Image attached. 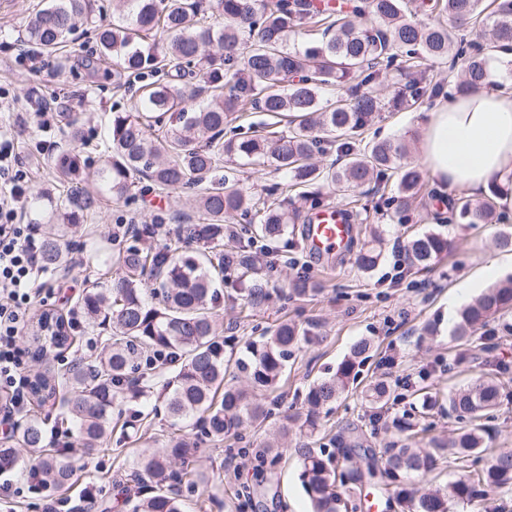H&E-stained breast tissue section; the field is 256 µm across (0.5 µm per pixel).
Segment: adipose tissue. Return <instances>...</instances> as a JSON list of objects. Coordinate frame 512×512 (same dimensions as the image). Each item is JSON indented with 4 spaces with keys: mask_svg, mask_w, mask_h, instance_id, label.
<instances>
[{
    "mask_svg": "<svg viewBox=\"0 0 512 512\" xmlns=\"http://www.w3.org/2000/svg\"><path fill=\"white\" fill-rule=\"evenodd\" d=\"M418 158L433 178L474 196L512 177V89L453 95L429 112Z\"/></svg>",
    "mask_w": 512,
    "mask_h": 512,
    "instance_id": "1",
    "label": "adipose tissue"
}]
</instances>
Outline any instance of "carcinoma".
I'll use <instances>...</instances> for the list:
<instances>
[{"label":"carcinoma","mask_w":512,"mask_h":512,"mask_svg":"<svg viewBox=\"0 0 512 512\" xmlns=\"http://www.w3.org/2000/svg\"><path fill=\"white\" fill-rule=\"evenodd\" d=\"M424 0L421 7L437 16L431 23L414 19L406 0H362L346 7L315 0H211L207 20L198 0H116L112 22L95 0H44L29 20L27 41L46 52L61 53L73 41L78 23L98 19L99 56L123 72L140 77L158 72L166 83L151 81L138 88L128 112L112 113L108 155L96 172L97 196L82 188L86 162L75 148L61 151L54 162L57 200L50 201L54 233L42 241L41 261L55 269L65 263L69 233L106 198L130 200L133 179L142 176L162 190L198 188L194 205L198 224H180L173 236L157 246L154 225H141V235L112 254L104 272L88 277L78 302L81 312L101 324L109 323L114 336L99 363L76 361L64 373L35 374L34 393L60 386L61 406L90 454L103 450L112 411L121 409L123 395L143 379L140 357L145 352L171 355L166 414L200 425V432L222 441L245 425L268 421L265 394L284 378L288 361L318 333L283 319L245 350L228 356L218 308L224 292L217 280L237 274L242 294L240 310L263 309L271 292L262 281L273 268L268 257L288 234L296 214L288 210L294 187L309 208L323 206L322 190L338 192L370 188L396 176L399 207L410 209L423 182L421 168L402 162L400 139L366 140L365 129L378 111V86L395 73L397 90L388 101L397 111H410L443 93V84L426 77L429 63L451 61L454 87L462 95L477 94L493 83L490 61L495 51H512V0ZM447 16L451 25L438 20ZM166 36L160 48L145 49L141 42ZM298 36L303 47L288 48ZM196 78L189 87L181 80ZM345 91L336 107H320L322 92ZM273 118L286 117L283 134L272 124L245 127L237 120L246 106ZM341 163L321 167L311 162L331 147ZM241 158L290 175L264 194L244 191L236 174L221 172L224 160ZM451 222L475 228L508 221L490 201L461 192L450 206ZM249 224L242 239L226 234L224 225ZM194 251H188L191 244ZM412 263L426 270L453 249L451 239L425 233L407 242ZM380 253L362 247L357 267L375 269ZM283 290L295 296H313L320 288L305 279L288 280ZM512 312V276L473 300L459 313L454 339L470 348L472 358L487 350L479 337L489 335L491 322ZM41 327L54 328L33 357L41 360L47 348H62L70 340L63 318L52 313ZM371 341L355 343L333 375L313 383L305 395L307 412L290 418L303 433L293 451L300 467L298 479L308 496L311 512H347L351 494L386 498L387 507L400 512H454L468 504L493 512L490 493L512 487V451L492 457L484 468L473 467V457L484 451L485 437L476 421L500 405L502 383L482 376L448 393V415L462 423L449 440L425 438L401 420L392 421L393 438L374 448L363 430L354 427L336 435L338 452L313 438L322 411L350 392L359 367L370 357ZM245 374L246 385L225 380L227 367ZM374 417L398 400L393 385L382 378L360 392ZM290 428H278V439L266 445L262 457L274 467L288 451ZM28 448L43 447L36 422L20 432ZM196 445L181 436L169 438L165 449L142 462L149 491L139 497L132 512H184L181 491L192 493L205 475L192 464ZM452 460L455 479L447 486L425 491L415 478L428 477ZM40 476L66 484L75 462L61 451L44 454Z\"/></svg>","instance_id":"1"}]
</instances>
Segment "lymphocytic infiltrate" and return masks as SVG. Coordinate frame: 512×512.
<instances>
[{
  "instance_id": "obj_1",
  "label": "lymphocytic infiltrate",
  "mask_w": 512,
  "mask_h": 512,
  "mask_svg": "<svg viewBox=\"0 0 512 512\" xmlns=\"http://www.w3.org/2000/svg\"><path fill=\"white\" fill-rule=\"evenodd\" d=\"M17 164L15 141L0 139V398L6 408L0 415V439L7 442L19 434L17 417L31 394L26 354L18 338L35 307L55 294L41 281L45 269L35 227L22 220L26 175ZM20 482L39 496L44 512H58L62 506L68 512H93L97 502L95 489L87 487L77 502L63 504L57 488L45 484L34 468L25 470Z\"/></svg>"
}]
</instances>
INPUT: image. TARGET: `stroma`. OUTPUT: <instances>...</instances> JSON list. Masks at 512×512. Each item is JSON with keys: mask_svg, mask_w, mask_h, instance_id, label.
<instances>
[{"mask_svg": "<svg viewBox=\"0 0 512 512\" xmlns=\"http://www.w3.org/2000/svg\"><path fill=\"white\" fill-rule=\"evenodd\" d=\"M43 0H5L0 6V93L13 100L16 112L24 111L30 99L49 97L58 92L68 95L65 111L78 116L83 129L80 147L88 157L90 170H97L106 155L107 125L115 105L129 106L137 87L132 78L115 77L109 65H94L98 47L93 32H80L68 48L70 62L60 67L53 53H41L38 70H30L19 55L24 25ZM425 112L395 111L382 108L368 131L369 136L400 137L410 148H417L425 121ZM0 134L17 139L19 158L28 174L26 198L33 201L55 195L54 158L56 150L70 144L68 131L54 126L42 132L35 126L16 120L14 114L0 113ZM393 186L384 192L372 191L360 196L352 208L355 238L351 249L336 264L324 265L303 245V226H291L288 249L279 251L269 276V287H281L286 278L301 276L321 286L319 295L298 300L275 297L255 316L242 318L234 297L235 280L224 284V334L229 343L242 344L255 339L281 317L301 326H319L321 341L305 346L288 363V371L278 389L267 393L271 417L265 429H240L237 435L221 443L200 439L194 460L197 468L209 474L187 497L186 512H310L307 495L297 477V458L286 453L276 466L266 491L251 494L260 454L271 430L287 422L289 416L303 410L304 395L310 385L332 375L357 340L370 337L376 351L361 368L362 378L386 375L402 398L391 411L406 415L426 437H448L458 428L447 406H438L427 415L412 411V392L430 387L441 392L471 383L476 378L495 374L505 383L501 403L493 416L483 420L488 434L487 448L476 457V467H484L500 451L512 450V320L494 321L497 332L492 349L478 360H471L464 346L453 340L448 326V299L456 286L477 277L488 258L499 251L497 238L512 234V221L469 228L448 221V202L456 191L426 177L425 188L416 206L398 212L393 201ZM189 192H167L144 178L137 179L130 201L104 200L97 211L83 221L75 234V246L68 262L56 269L59 277L83 279L88 264H101L112 253V240L121 235L122 224L130 218L143 223L163 220L168 230L178 224L197 222L198 214ZM382 226L386 243L381 259L372 273L365 274L355 265L369 230ZM433 231L454 242L452 252L432 266L419 271L409 259H397L396 246L406 244L417 234ZM434 322L439 332L434 339L421 337L425 323ZM171 370L157 365L149 372L144 393L127 392L125 409L145 412V431L127 425L125 418L113 417L112 435L105 451L88 459L84 468L60 490L64 498H77L86 484H96L99 495L96 512H128L127 497L137 495L141 483L133 473L139 460L165 446L169 437L192 431L186 421H174L157 408L163 400V384ZM320 436L331 440L342 428L358 425L373 444L385 443L383 421H370L360 399L348 395L339 399L329 413L319 417Z\"/></svg>", "mask_w": 512, "mask_h": 512, "instance_id": "obj_1", "label": "stroma"}]
</instances>
